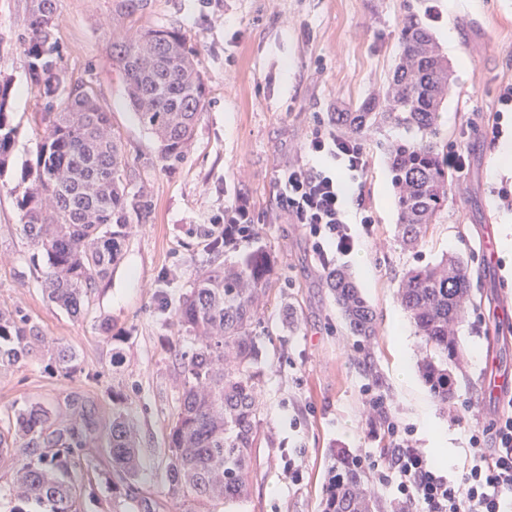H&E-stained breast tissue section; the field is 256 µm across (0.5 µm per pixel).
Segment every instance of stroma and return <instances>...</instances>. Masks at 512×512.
<instances>
[{
    "instance_id": "obj_1",
    "label": "stroma",
    "mask_w": 512,
    "mask_h": 512,
    "mask_svg": "<svg viewBox=\"0 0 512 512\" xmlns=\"http://www.w3.org/2000/svg\"><path fill=\"white\" fill-rule=\"evenodd\" d=\"M30 0H0V77L11 80L9 112L17 128L8 167L0 173V309L21 310L48 339L73 347L81 370L64 378L49 356L0 372V427L30 401H82L99 424L112 418L120 394L138 428L142 478L137 496L150 512H182L167 496V437L179 407L180 334L175 309L204 270L240 260L249 246L268 251L274 271L258 303L254 334L261 441L254 452L249 497L234 512H321L329 467L338 452L388 447L384 434L367 435L365 385L384 395L395 416L414 430L419 447L455 449L442 473H460L469 456L468 422L489 421L499 406L484 383L493 358L497 374H512V254L486 265V228L512 237V173L492 168L497 145L487 127L512 137V112L499 96L512 84V0H153L146 26L181 28L199 49L208 88L191 150L165 169L152 136L135 119L123 78L112 63V36L128 30L112 18V0H60L59 29L68 80L91 83L111 114L132 172V186L150 213L138 225L110 277L101 281L80 317L50 302L38 272L43 255L22 235L13 187L29 181L43 135L37 87L31 82L20 36ZM435 11L431 32L446 55L453 84L438 121V140L466 158L449 168L448 204L416 248L397 236L398 208L388 171L390 146L409 139L406 128H367L366 203L375 219L371 237L337 258L349 268L374 309L376 335L359 342L324 286L325 272L304 230L276 204L280 170L308 162L302 147L316 118L379 94L400 54L399 33L408 10ZM453 31L460 55L449 54L443 31ZM246 198L257 237L215 254L208 238L220 235L224 207ZM459 257L470 270L472 301L457 324L463 357L454 374L450 410L432 397L417 364L427 349L397 301L405 272ZM406 337L398 339L394 324ZM123 361L112 363L113 347ZM412 373L399 378L401 368ZM86 485L84 512L112 504V460L105 441L76 456ZM296 462L299 480L288 477Z\"/></svg>"
}]
</instances>
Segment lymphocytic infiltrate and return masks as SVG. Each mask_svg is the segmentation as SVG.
I'll use <instances>...</instances> for the list:
<instances>
[{
  "instance_id": "lymphocytic-infiltrate-1",
  "label": "lymphocytic infiltrate",
  "mask_w": 512,
  "mask_h": 512,
  "mask_svg": "<svg viewBox=\"0 0 512 512\" xmlns=\"http://www.w3.org/2000/svg\"><path fill=\"white\" fill-rule=\"evenodd\" d=\"M308 155H327L348 173L349 182L335 172L308 164L289 166L278 176V202L290 223L301 225L310 238L322 268L334 255H349L356 238L345 208V197L366 166L362 141L337 135L317 120L306 144ZM365 404L379 418L389 439L390 453L358 456L373 473V493L391 491L392 512H506L512 505V398L485 427H470L471 463L457 478L444 476L416 447L408 428L398 424L382 396L364 390Z\"/></svg>"
}]
</instances>
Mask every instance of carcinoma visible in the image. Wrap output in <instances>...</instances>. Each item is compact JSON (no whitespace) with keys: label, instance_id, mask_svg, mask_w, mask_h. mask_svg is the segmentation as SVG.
Segmentation results:
<instances>
[{"label":"carcinoma","instance_id":"cac0c4a2","mask_svg":"<svg viewBox=\"0 0 512 512\" xmlns=\"http://www.w3.org/2000/svg\"><path fill=\"white\" fill-rule=\"evenodd\" d=\"M152 0H112V15L131 23ZM58 0H31L21 34L27 69L44 102L47 124L32 163L33 181L18 185L21 231L46 259L42 287L71 316L82 313L99 282L123 257L136 225L150 204L129 189L131 169L110 113L93 87L77 82L71 90L57 37ZM401 53L388 104L370 98L337 113L345 133L358 136L371 125L394 123L415 136L389 151V169L398 190V236L413 246L448 202V159L436 140L440 107L449 87L448 60L434 48L427 24L408 15L399 37ZM198 50L175 26L136 29L112 38V62L125 82L138 123L155 139L166 169L184 162L204 111L207 87ZM11 83L0 81V172L8 165L17 128L8 104ZM272 271L261 248L239 262L197 276L176 316L189 340L179 350L183 379L180 406L168 435L165 479L168 495L185 512H232L250 491L252 449L260 442L258 384L252 372L259 350L253 334L259 291ZM328 287L351 334L368 341L374 314L360 289L343 270L329 275ZM429 354L421 372L434 398L446 405L452 394L451 365L461 352L453 327L470 300V275L459 259L414 266L398 289ZM42 351L66 374L76 371L75 351L42 336L19 312L0 311V370L24 363ZM112 467L115 506L130 500L140 477L137 433L119 397L104 426ZM99 426L84 407L64 419L49 405L34 402L14 411L0 429V462L14 471L9 512H81L83 485L73 475L74 451L90 448ZM365 475L343 454L336 455L325 490V512H374Z\"/></svg>","mask_w":512,"mask_h":512}]
</instances>
